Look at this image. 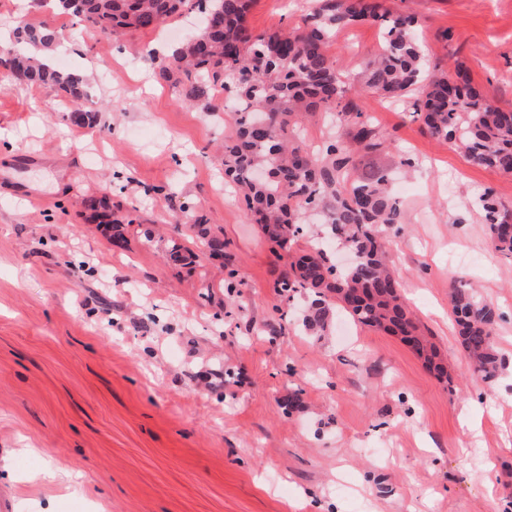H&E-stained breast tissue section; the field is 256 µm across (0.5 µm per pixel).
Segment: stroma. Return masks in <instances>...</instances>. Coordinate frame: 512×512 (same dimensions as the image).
I'll return each mask as SVG.
<instances>
[{"mask_svg":"<svg viewBox=\"0 0 512 512\" xmlns=\"http://www.w3.org/2000/svg\"><path fill=\"white\" fill-rule=\"evenodd\" d=\"M46 2L0 0V48L18 16L53 28L54 63L87 75L100 110L75 124L64 93L0 70V457L12 459L0 512H512V256L477 209L487 192L512 206V177L430 137L409 100L362 92L379 24L339 32L330 53L386 140L371 164L407 190L403 223L383 230L388 262L446 382L398 337L339 313L313 334L311 294L278 293L291 253H274L224 187L234 113L155 81L151 56L189 35L192 14L165 37L108 35ZM383 3L416 16L431 65L463 67L512 108V0ZM307 8L253 0L247 21L284 30ZM103 196L152 241L132 230L113 245L82 205ZM199 221L228 241L226 258L193 238L190 264L170 260L166 241ZM460 285L500 314L507 366L489 387L457 342ZM55 466L81 485L49 483Z\"/></svg>","mask_w":512,"mask_h":512,"instance_id":"obj_1","label":"stroma"}]
</instances>
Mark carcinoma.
<instances>
[{
    "label": "carcinoma",
    "instance_id": "1",
    "mask_svg": "<svg viewBox=\"0 0 512 512\" xmlns=\"http://www.w3.org/2000/svg\"><path fill=\"white\" fill-rule=\"evenodd\" d=\"M253 0H74L63 7L87 26L112 34L119 29L157 30L193 5L202 15L197 32L176 47V59L154 58L156 78L182 87L184 101L214 109L213 92L235 93L238 114L233 134L224 141V178L238 190L246 215L259 224L273 248L288 250L300 235L311 209L320 210L336 241L355 254L338 272L322 249L300 255L276 283L283 294L314 293L305 326L327 327L331 307L362 326L382 330L412 346L439 379L445 368L434 343L402 299V284L387 263L379 226L402 223V212L384 170L353 175L356 158L376 154L383 138L350 100L351 86L329 53L336 33L374 22L384 29L382 44L367 59L364 92L391 100L413 97L412 117L431 137L453 144L474 166L512 175V109L494 104L489 93L472 85L450 86L445 73L429 70L426 50L415 31V17L393 14L379 0H312L301 24L285 31L256 34L247 24ZM14 47L0 50V65L27 87L55 86L76 104L73 116L92 121L88 81L76 71L42 61L56 31L26 19L13 29ZM319 109L336 111L346 137L328 142L316 154L295 134L296 126ZM496 250L512 255V208L492 193L479 200ZM207 248L222 252L227 243L203 224H191ZM459 344L473 375L492 382L504 365L493 340L495 308L470 288L449 293Z\"/></svg>",
    "mask_w": 512,
    "mask_h": 512
}]
</instances>
